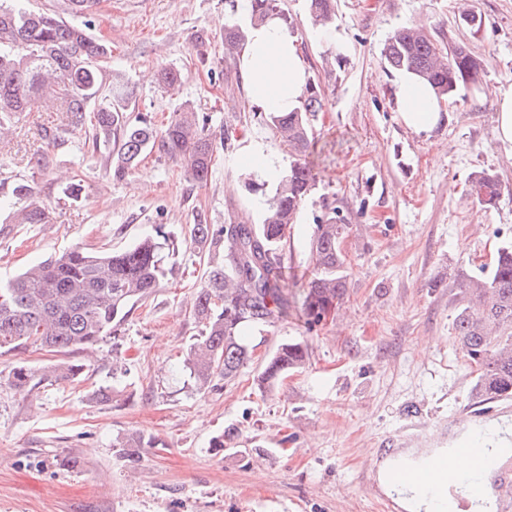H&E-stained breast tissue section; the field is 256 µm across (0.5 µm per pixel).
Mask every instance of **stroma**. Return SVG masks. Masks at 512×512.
I'll use <instances>...</instances> for the list:
<instances>
[{"label":"stroma","mask_w":512,"mask_h":512,"mask_svg":"<svg viewBox=\"0 0 512 512\" xmlns=\"http://www.w3.org/2000/svg\"><path fill=\"white\" fill-rule=\"evenodd\" d=\"M462 1L335 0L333 24L317 29L307 0H278L323 100L314 121L321 173L283 264L289 282L305 285L316 219L336 211L348 226L342 306L311 330L296 313L247 327L252 360L217 389H198L184 359L201 332L191 307L205 275L183 248L174 274L99 342L75 380H43L22 395L10 381L16 363L38 368L59 354L0 355V512H387L380 449L421 460L466 437L458 418L469 410L477 425L512 423V398L475 394L453 330L461 275L480 273L512 242V147L497 140L494 107L475 89L446 102L432 131L408 130L399 76L381 59L395 27L420 22L469 48L482 85L512 84V0H466L484 20L477 33L459 20ZM242 17L230 0H99L91 31L111 44L112 70L134 90L131 115L161 128L187 106L228 143L206 182L156 149L117 183L83 134L52 150L48 168L35 167L48 150L45 130L66 115L23 113L0 140V180L34 185L50 221L0 226L1 278L77 244L123 250L159 224L177 234L198 218L260 221L252 202L274 187L253 191L244 147L264 144L286 167L294 156L225 55L224 29ZM164 66L180 70L179 85L158 82ZM481 172L502 184L494 205L469 194ZM71 181L82 186L75 202L62 197ZM286 338L305 341L307 363L260 391L264 359ZM102 385L123 394L91 400ZM229 425L238 430L234 447L213 451L211 437ZM131 435L156 441L133 468L114 448Z\"/></svg>","instance_id":"35a3bbf8"}]
</instances>
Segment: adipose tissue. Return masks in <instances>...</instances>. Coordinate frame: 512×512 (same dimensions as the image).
Listing matches in <instances>:
<instances>
[{
  "label": "adipose tissue",
  "mask_w": 512,
  "mask_h": 512,
  "mask_svg": "<svg viewBox=\"0 0 512 512\" xmlns=\"http://www.w3.org/2000/svg\"><path fill=\"white\" fill-rule=\"evenodd\" d=\"M236 60L252 104L267 112H289L297 107L308 72L295 36L279 16L249 27ZM398 95L400 118L407 128L428 132L438 125L441 105L437 97L412 75L403 76Z\"/></svg>",
  "instance_id": "1"
}]
</instances>
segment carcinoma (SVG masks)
<instances>
[{"label":"carcinoma","instance_id":"1","mask_svg":"<svg viewBox=\"0 0 512 512\" xmlns=\"http://www.w3.org/2000/svg\"><path fill=\"white\" fill-rule=\"evenodd\" d=\"M29 0H0V137L24 112L51 103L67 114L64 132L75 134L90 124L93 142L107 153L106 173L126 179L143 154L156 145L179 160L188 176L204 182L211 171L215 142L206 134L207 118L190 108L174 113L157 130L146 119L135 122L126 112L131 92L112 73V50L90 32L97 0H63L64 8L32 10ZM311 23L327 28L334 0H310ZM288 16L277 0H249L248 19ZM247 25L224 30V48L237 53ZM459 45L443 44L415 26H399L388 35L382 57L388 69L410 72L429 85L439 101L480 82V63L470 52L466 68L456 65ZM316 86L307 83L300 106L288 113H268L279 140L295 156L276 185L259 224L191 226L185 242L207 257L204 285L192 303L202 331L189 348L185 366L199 389L234 379L252 358L242 330L266 325L288 315L292 306L308 328L323 322L347 295V263L341 243L348 226L336 215L316 218L312 238L313 270L300 300L288 288L282 252L299 210L317 182L311 117L321 111ZM475 198L490 205L500 195L499 180L485 172L475 176ZM9 210L11 224H46L50 211L29 182L15 180L0 192V210ZM174 234L163 225L128 248L93 252L76 245L62 254L33 264L12 278L0 280V353L37 347L63 355L80 351L89 356L103 337L117 331L134 305L148 298L174 271ZM462 304L454 334L476 373L475 391L487 400L512 397V244L497 249L490 271L461 280ZM304 341L281 342L267 358L259 377L262 389L305 366ZM89 365L63 361L37 373L24 362L11 371V384L31 390L36 375L56 382L72 381ZM153 439L128 436L114 444L130 463Z\"/></svg>","mask_w":512,"mask_h":512}]
</instances>
